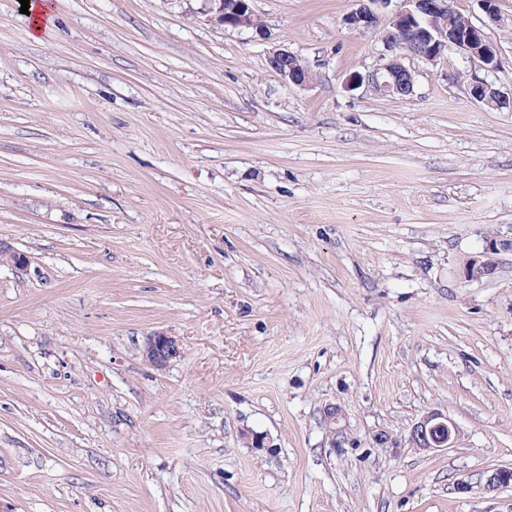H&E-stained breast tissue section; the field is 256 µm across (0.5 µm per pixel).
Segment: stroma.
Returning <instances> with one entry per match:
<instances>
[{
    "label": "stroma",
    "instance_id": "stroma-1",
    "mask_svg": "<svg viewBox=\"0 0 512 512\" xmlns=\"http://www.w3.org/2000/svg\"><path fill=\"white\" fill-rule=\"evenodd\" d=\"M53 2L34 40L0 0V240L31 261H0V512H512L456 488L512 464V253L458 273L512 237V109L468 90L512 91V0H457L497 69L413 59L406 98L371 80L397 0L370 30L360 0H252L261 36L205 0ZM429 410L456 447L408 445ZM269 67L290 85L299 88L308 87L314 80L312 71L301 59L285 49L273 51L268 57ZM469 91L471 96L482 105L492 108L499 109L503 105H508L509 108L512 104V93L511 98L505 96L499 88L494 84L486 82L484 80H472L469 83ZM504 252H512V238H487L481 251L463 260L459 269L461 279L469 282L492 277L498 269L499 255ZM180 353L178 340L164 332L148 336L143 350L145 360L157 370L164 369L168 363L179 357ZM322 421L329 433L330 445L335 448L336 444L350 442L346 431V424L343 422L341 409L336 404L328 403L322 409Z\"/></svg>",
    "mask_w": 512,
    "mask_h": 512
}]
</instances>
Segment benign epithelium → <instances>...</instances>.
Here are the masks:
<instances>
[{
  "instance_id": "7a95c632",
  "label": "benign epithelium",
  "mask_w": 512,
  "mask_h": 512,
  "mask_svg": "<svg viewBox=\"0 0 512 512\" xmlns=\"http://www.w3.org/2000/svg\"><path fill=\"white\" fill-rule=\"evenodd\" d=\"M224 26L248 29L256 34L264 30L250 6V0H213ZM404 8L398 11L384 30L382 40L390 55L380 67V87L389 94L409 96L413 94L415 73L404 64L406 58L434 62L450 49L464 52L487 69L498 66L495 45L483 28L467 21L466 26L456 25L461 12L456 0H402ZM347 24L353 28L371 29L377 25V17L366 8L352 13ZM269 67L289 84L305 88L312 84L314 75L301 59L285 49L273 51L268 57ZM471 96L482 105L499 109L512 104V97L505 96L494 84L484 80L469 83ZM512 252V238L491 237L485 240L482 250L463 260L459 274L469 282L490 278L498 269L499 255ZM0 255L7 258L15 273L30 271L29 257L0 241ZM180 343L164 332L147 337L143 356L155 369L162 370L180 356ZM322 421L329 433L331 447L348 441L346 424L341 409L333 403L322 409ZM462 432L447 415L435 410L425 412L412 426L408 441L423 450H440L456 446ZM476 484L486 493L497 494L512 486V467L496 466L484 471Z\"/></svg>"
}]
</instances>
